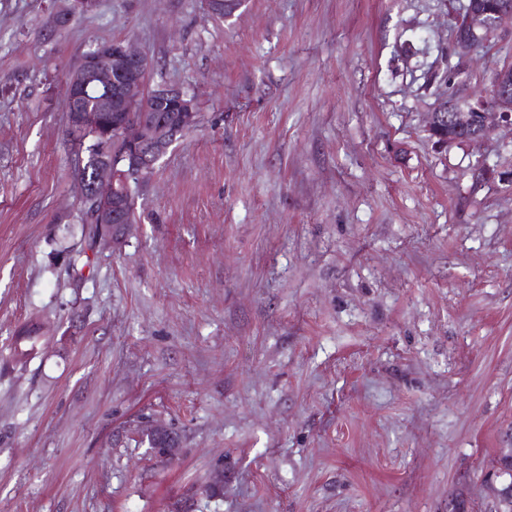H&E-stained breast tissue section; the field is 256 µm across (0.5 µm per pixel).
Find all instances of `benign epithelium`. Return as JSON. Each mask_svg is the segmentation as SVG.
<instances>
[{"label":"benign epithelium","instance_id":"1","mask_svg":"<svg viewBox=\"0 0 512 512\" xmlns=\"http://www.w3.org/2000/svg\"><path fill=\"white\" fill-rule=\"evenodd\" d=\"M468 19L477 23L457 32L461 45L467 48L478 46L483 38L494 32L504 16H512V3L502 0L497 5L477 10L467 6ZM148 56L130 43L101 45L94 52L87 53L81 62L68 74L67 86L74 92L81 86L93 81L107 91L106 97L94 108L73 111L74 124L93 128L102 132L98 154L95 157L93 183L79 180L81 199L90 196H110L114 190L112 171V126L105 124L106 112H137L139 116L131 118L119 129V139L125 145L126 158L134 168L150 169L167 153L176 138L187 130V124L197 119L198 104L196 97L182 89L160 84L145 89V76ZM493 95L497 100L496 111H490L481 99L474 97L460 110L441 114H431L426 132L430 139L441 148H448V142L439 139L441 121L451 122L459 128L470 130L464 143L483 140L490 128L492 119L512 126V80L507 71L499 72L493 86ZM169 106L176 116L166 121H149L144 113L150 111L146 98ZM99 223L118 228L117 235L122 236L129 230L130 224L123 221L122 205L119 201L112 206L95 213ZM490 489L496 499V512H512V448H502L495 459Z\"/></svg>","mask_w":512,"mask_h":512}]
</instances>
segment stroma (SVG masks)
Listing matches in <instances>:
<instances>
[{
	"label": "stroma",
	"instance_id": "1",
	"mask_svg": "<svg viewBox=\"0 0 512 512\" xmlns=\"http://www.w3.org/2000/svg\"><path fill=\"white\" fill-rule=\"evenodd\" d=\"M467 4L99 0L52 32L50 0H0V512H495L512 129L425 131L449 66L465 97L512 64L508 19L458 50ZM103 39L201 122L93 252L64 81ZM38 332L39 325L36 323L26 324L17 331V336H15V346L11 352V359L14 362L21 365L27 363Z\"/></svg>",
	"mask_w": 512,
	"mask_h": 512
}]
</instances>
